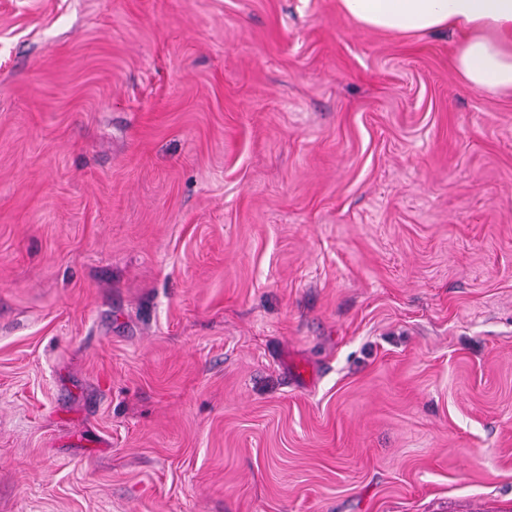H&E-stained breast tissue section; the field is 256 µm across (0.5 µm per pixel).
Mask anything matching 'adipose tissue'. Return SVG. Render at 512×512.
I'll list each match as a JSON object with an SVG mask.
<instances>
[{
	"label": "adipose tissue",
	"instance_id": "adipose-tissue-1",
	"mask_svg": "<svg viewBox=\"0 0 512 512\" xmlns=\"http://www.w3.org/2000/svg\"><path fill=\"white\" fill-rule=\"evenodd\" d=\"M359 26L402 38L455 30L458 79L471 88L512 95V0H337Z\"/></svg>",
	"mask_w": 512,
	"mask_h": 512
}]
</instances>
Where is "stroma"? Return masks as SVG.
I'll return each mask as SVG.
<instances>
[{
    "label": "stroma",
    "instance_id": "35a3bbf8",
    "mask_svg": "<svg viewBox=\"0 0 512 512\" xmlns=\"http://www.w3.org/2000/svg\"><path fill=\"white\" fill-rule=\"evenodd\" d=\"M336 0H0V512H512V97Z\"/></svg>",
    "mask_w": 512,
    "mask_h": 512
}]
</instances>
